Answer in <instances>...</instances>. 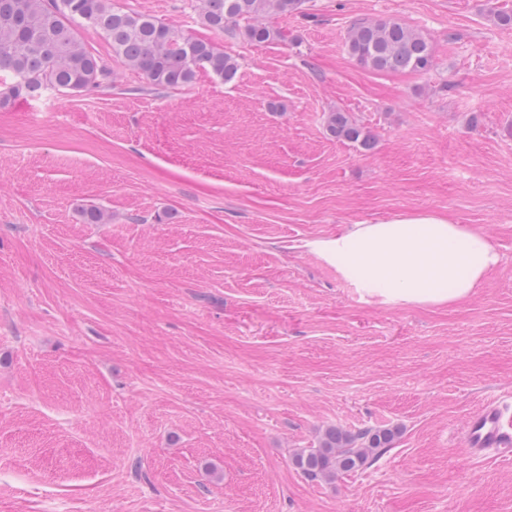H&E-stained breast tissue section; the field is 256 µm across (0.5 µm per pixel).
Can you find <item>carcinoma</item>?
Here are the masks:
<instances>
[{"mask_svg":"<svg viewBox=\"0 0 512 512\" xmlns=\"http://www.w3.org/2000/svg\"><path fill=\"white\" fill-rule=\"evenodd\" d=\"M198 21L215 32L230 26L260 45L286 39L269 16L304 14L305 0H196ZM90 27L109 43L123 68L154 89L192 85L201 71L233 80L239 59L212 41L194 38L149 14L129 12L117 0H0V108L53 90L82 94L112 76L103 59L80 37ZM351 57L375 72H417L434 65V50L417 29L397 18L357 19L346 31ZM327 133L371 148L373 137L345 112H329ZM391 429L358 434L329 428L319 446L298 453L293 464L311 478L331 480L354 470L392 445Z\"/></svg>","mask_w":512,"mask_h":512,"instance_id":"cac0c4a2","label":"carcinoma"}]
</instances>
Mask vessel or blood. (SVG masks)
<instances>
[{
    "label": "vessel or blood",
    "instance_id": "1",
    "mask_svg": "<svg viewBox=\"0 0 512 512\" xmlns=\"http://www.w3.org/2000/svg\"><path fill=\"white\" fill-rule=\"evenodd\" d=\"M504 410L499 402L485 403L467 419L464 427L466 447L470 455L496 453L500 458H512V431L503 423Z\"/></svg>",
    "mask_w": 512,
    "mask_h": 512
}]
</instances>
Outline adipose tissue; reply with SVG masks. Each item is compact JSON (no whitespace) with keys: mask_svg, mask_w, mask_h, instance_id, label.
I'll use <instances>...</instances> for the list:
<instances>
[{"mask_svg":"<svg viewBox=\"0 0 512 512\" xmlns=\"http://www.w3.org/2000/svg\"><path fill=\"white\" fill-rule=\"evenodd\" d=\"M308 247L362 298L391 305L459 303L500 263L481 230L436 213L353 224Z\"/></svg>","mask_w":512,"mask_h":512,"instance_id":"obj_1","label":"adipose tissue"}]
</instances>
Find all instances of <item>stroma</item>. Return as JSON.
I'll return each mask as SVG.
<instances>
[{
	"label": "stroma",
	"mask_w": 512,
	"mask_h": 512,
	"mask_svg": "<svg viewBox=\"0 0 512 512\" xmlns=\"http://www.w3.org/2000/svg\"><path fill=\"white\" fill-rule=\"evenodd\" d=\"M309 0L283 42L124 0L241 67L151 89L57 91L0 112V512H512V460L465 453L512 396V27L489 3ZM358 17L429 39L425 73L347 52ZM348 113L363 150L326 132ZM105 211L84 223L80 207ZM436 212L500 264L449 306L362 299L306 243ZM393 429L335 480L294 455Z\"/></svg>",
	"instance_id": "35a3bbf8"
}]
</instances>
